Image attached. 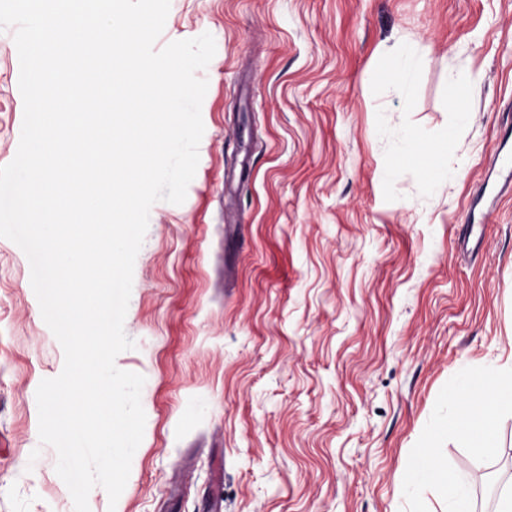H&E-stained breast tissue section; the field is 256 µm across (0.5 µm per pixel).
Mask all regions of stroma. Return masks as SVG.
<instances>
[{
  "label": "stroma",
  "instance_id": "stroma-1",
  "mask_svg": "<svg viewBox=\"0 0 512 512\" xmlns=\"http://www.w3.org/2000/svg\"><path fill=\"white\" fill-rule=\"evenodd\" d=\"M205 32L199 163L182 204L150 210L116 358L145 378L144 435L117 504L97 486L90 512H448L408 478L425 447L496 512L512 417L478 453L448 387L512 362V191L464 226L512 124V0H170L156 45ZM13 35L0 166L24 115ZM400 43L422 59L408 98ZM63 365L0 238V512H74L38 434Z\"/></svg>",
  "mask_w": 512,
  "mask_h": 512
}]
</instances>
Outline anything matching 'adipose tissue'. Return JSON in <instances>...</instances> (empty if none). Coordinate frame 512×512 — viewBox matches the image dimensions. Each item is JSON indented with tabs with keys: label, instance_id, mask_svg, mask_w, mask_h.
<instances>
[{
	"label": "adipose tissue",
	"instance_id": "1",
	"mask_svg": "<svg viewBox=\"0 0 512 512\" xmlns=\"http://www.w3.org/2000/svg\"><path fill=\"white\" fill-rule=\"evenodd\" d=\"M452 396L474 405L470 419L461 422L460 433L471 447L489 453L497 446V419L512 414V365L507 370L488 376H475L451 390ZM418 470H434L438 473L437 488L448 499V512H472L466 485L459 475L439 469L429 452H422Z\"/></svg>",
	"mask_w": 512,
	"mask_h": 512
}]
</instances>
